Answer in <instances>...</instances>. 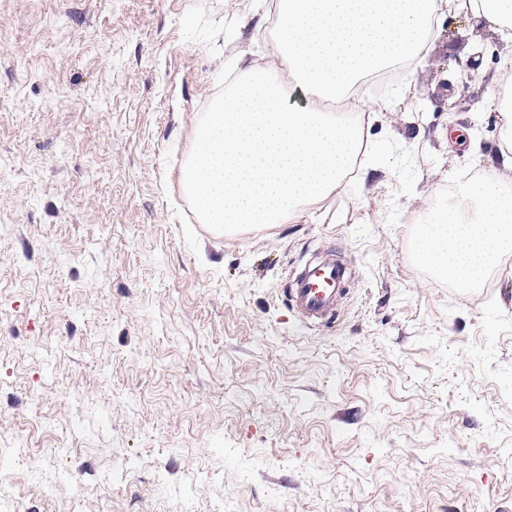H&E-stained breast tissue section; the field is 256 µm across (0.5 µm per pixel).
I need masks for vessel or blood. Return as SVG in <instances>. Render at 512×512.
Here are the masks:
<instances>
[{
	"instance_id": "1",
	"label": "vessel or blood",
	"mask_w": 512,
	"mask_h": 512,
	"mask_svg": "<svg viewBox=\"0 0 512 512\" xmlns=\"http://www.w3.org/2000/svg\"><path fill=\"white\" fill-rule=\"evenodd\" d=\"M345 273V267L332 262L324 263L319 271H309L297 278L295 288L288 291V300L306 318L329 320L336 307Z\"/></svg>"
}]
</instances>
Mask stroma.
<instances>
[{
    "mask_svg": "<svg viewBox=\"0 0 512 512\" xmlns=\"http://www.w3.org/2000/svg\"><path fill=\"white\" fill-rule=\"evenodd\" d=\"M273 21L0 0V512H512V254L456 294L408 250L455 168L501 169L506 43L437 13L342 188L226 231L183 170ZM327 251L310 326L284 291ZM318 268L319 274L312 270L297 278L296 288L288 289V301L298 307L306 318L326 322L334 314L346 269L335 262H326Z\"/></svg>",
    "mask_w": 512,
    "mask_h": 512,
    "instance_id": "stroma-1",
    "label": "stroma"
}]
</instances>
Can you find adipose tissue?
Masks as SVG:
<instances>
[{
    "label": "adipose tissue",
    "instance_id": "ef3b65f1",
    "mask_svg": "<svg viewBox=\"0 0 512 512\" xmlns=\"http://www.w3.org/2000/svg\"><path fill=\"white\" fill-rule=\"evenodd\" d=\"M276 55L292 66L302 107L256 61L204 114L183 184L202 223L279 224L304 203L342 184L361 139L358 121L325 111L347 99L361 77L394 62L419 60L441 9L470 13L478 29L512 27V0H274Z\"/></svg>",
    "mask_w": 512,
    "mask_h": 512
}]
</instances>
